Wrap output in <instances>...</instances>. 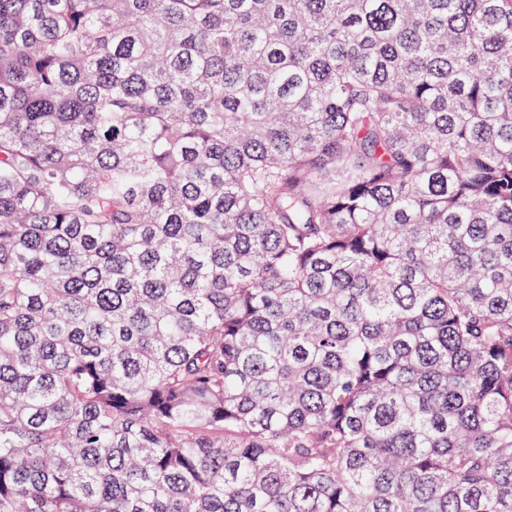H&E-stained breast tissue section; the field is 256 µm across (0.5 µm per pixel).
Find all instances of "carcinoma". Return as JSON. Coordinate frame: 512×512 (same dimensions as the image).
Here are the masks:
<instances>
[{
    "label": "carcinoma",
    "instance_id": "obj_1",
    "mask_svg": "<svg viewBox=\"0 0 512 512\" xmlns=\"http://www.w3.org/2000/svg\"><path fill=\"white\" fill-rule=\"evenodd\" d=\"M0 512H512V0H0Z\"/></svg>",
    "mask_w": 512,
    "mask_h": 512
}]
</instances>
